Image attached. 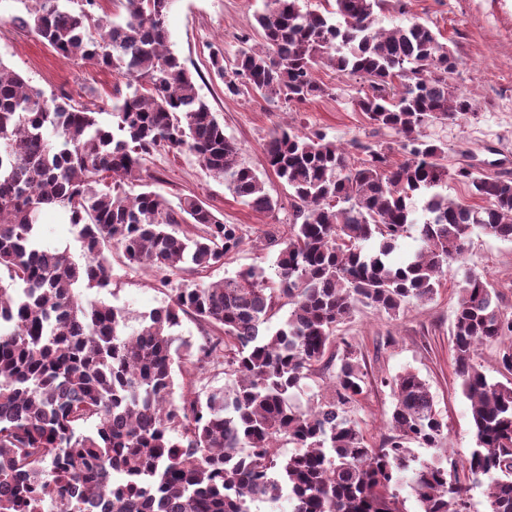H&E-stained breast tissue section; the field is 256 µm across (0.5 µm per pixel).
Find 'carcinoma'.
<instances>
[{
    "mask_svg": "<svg viewBox=\"0 0 512 512\" xmlns=\"http://www.w3.org/2000/svg\"><path fill=\"white\" fill-rule=\"evenodd\" d=\"M19 23L57 53L118 71L127 92L112 122L63 97L51 100L0 61V512H19L42 491L60 512H253L283 499L290 512H403L410 480L421 512H469L456 462L421 458L411 445L447 447V423L417 373L382 380L395 404L393 435L377 450L351 418L366 388L353 346L336 356V329L364 304L391 318L437 293L473 235L512 241V177L474 164L448 170V147L427 140L434 123L475 113L448 82L459 58L425 23L384 29L378 13L405 0H264L259 43L242 39L231 63L211 64L229 96L256 94L299 105L331 95L320 65L367 84L355 105L390 145L353 141L355 165L335 141L293 127L273 134L269 169L288 193V237L266 233L277 256L207 285L171 289L140 317L76 293L107 290L112 248L131 266L173 275L224 265L242 243L239 226L196 195L174 203L150 188L143 161L160 149L194 154L232 197L259 213L279 207L266 181L202 97L169 45L175 0H120L116 20L98 0H35ZM479 202L448 199V180ZM144 190L128 194L124 186ZM68 215L85 260L40 244V211ZM195 226L182 236L176 228ZM420 248L396 263L410 229ZM289 305L276 327L271 321ZM192 314L216 331L193 346L174 328ZM456 373L471 403L476 448L465 462L486 485L487 512H512V381L490 382L478 348L502 343L512 372V313L487 278L466 277L451 325ZM222 368L231 383L174 398L175 373ZM328 379L303 409L294 393ZM291 447L288 455L277 452Z\"/></svg>",
    "mask_w": 512,
    "mask_h": 512,
    "instance_id": "carcinoma-1",
    "label": "carcinoma"
}]
</instances>
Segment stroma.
Segmentation results:
<instances>
[{
  "mask_svg": "<svg viewBox=\"0 0 512 512\" xmlns=\"http://www.w3.org/2000/svg\"><path fill=\"white\" fill-rule=\"evenodd\" d=\"M262 7V0H176L168 15L171 49L223 122L225 134L240 146L243 161L265 179L280 203L272 215L251 210L210 177L189 153L162 151L148 157L147 172L158 179V187L167 198L175 201L197 195L223 214L225 223L241 229L242 244L225 259L223 267L199 274L181 273L173 276L171 284L217 281L241 268L267 267L274 262L275 253L264 249L263 236L269 230L287 232L289 213L288 196L269 170L264 150L276 130L288 126L304 132L321 130L357 161L362 155L353 149V141L386 144L394 139L392 132L375 129L355 107L362 83L339 77L327 67L320 68L317 77L333 87V95L302 105L278 98L225 95L224 82L212 70L209 53L218 47L225 59H232L242 36L253 33L255 15ZM27 9L26 0H0V61L46 97L69 96L100 106L102 121H110L113 94L125 89V76L56 53L18 24V17L26 15ZM381 19L388 29L415 20L426 23L441 34L460 60L448 81L473 99L477 112L428 129L431 139L447 145L449 167L469 162L491 175L512 176V0H407L406 13L390 10ZM40 241L75 260L84 258L81 243L62 212L44 214ZM110 260L114 274L111 290L84 292L85 300L104 301L132 319L167 302L169 284H163L161 274L128 267L117 250ZM471 270L487 277L503 307L512 313V241L480 234L473 236L464 261L449 268L433 300L410 303L394 319L360 306L339 328L337 341L356 346L363 357L366 391L351 416L369 447H380L391 434L394 396L390 387L381 385V378L410 369L425 380L448 423V456L460 463L475 448L470 403L461 393L450 337L459 289Z\"/></svg>",
  "mask_w": 512,
  "mask_h": 512,
  "instance_id": "1",
  "label": "stroma"
}]
</instances>
